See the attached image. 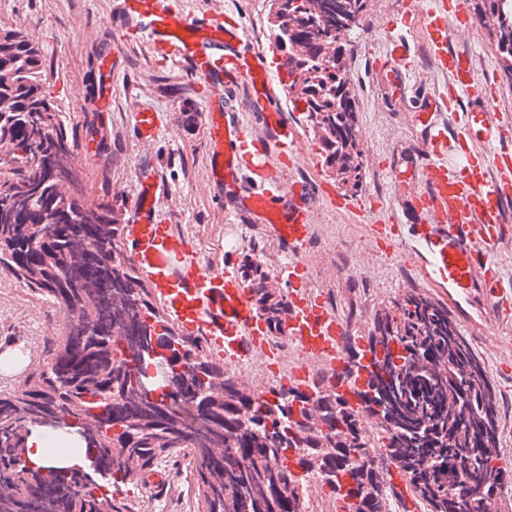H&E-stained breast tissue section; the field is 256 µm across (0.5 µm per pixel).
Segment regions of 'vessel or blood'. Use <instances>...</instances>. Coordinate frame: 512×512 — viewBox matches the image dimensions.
Wrapping results in <instances>:
<instances>
[{"instance_id": "1", "label": "vessel or blood", "mask_w": 512, "mask_h": 512, "mask_svg": "<svg viewBox=\"0 0 512 512\" xmlns=\"http://www.w3.org/2000/svg\"><path fill=\"white\" fill-rule=\"evenodd\" d=\"M437 68L448 76L446 94L426 96L414 120L425 136L418 168L420 189L412 201L424 217L413 225V249L423 278L448 301L472 335L483 334L492 318L512 316V281L504 279L493 254L512 232V115L494 109L487 78L475 73L469 56L450 49L451 28L468 29L462 0H437L425 13ZM113 42L103 59L136 45L152 57L179 62L209 78L205 140L209 163L204 180L224 198L226 213L261 225L289 254L274 271L288 290L282 336L299 352L288 383L313 392L319 381L312 367L321 361L330 371V387L351 404L367 387L365 368L373 355L369 337L358 339L359 362L351 364L343 347L345 324L313 290L311 268L302 252L312 231L315 200L330 199L337 211L364 215L362 200L333 193L325 183L306 185L282 177L303 160L301 133L278 99L263 48L244 41L241 16L214 12L191 16L171 0H115L110 21ZM412 51L396 40L379 73L401 88ZM249 93L243 103L263 127L254 133L226 107L240 84ZM134 136L151 147L172 115L157 112L142 98L130 101ZM455 112V125L434 121L440 110ZM157 171H141L134 216L124 227L129 254L140 278L160 303L168 325L200 339L225 363L250 360L275 365L272 330L252 303L234 254L223 268L211 266L192 238L162 217Z\"/></svg>"}]
</instances>
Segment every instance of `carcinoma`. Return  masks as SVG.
<instances>
[{
	"mask_svg": "<svg viewBox=\"0 0 512 512\" xmlns=\"http://www.w3.org/2000/svg\"><path fill=\"white\" fill-rule=\"evenodd\" d=\"M285 22L270 21L277 49L288 53V96H308L304 121L319 162L355 194L366 155L357 106L338 94L345 66L323 67L326 45L351 18L359 28L366 0H303ZM493 21L503 70L512 78V0H481ZM45 60L0 27V269L65 323L21 384L0 390V512H128L124 488L145 487L161 460L179 454L192 468L197 512H307L314 482L343 497L357 485L363 512H393L394 467L427 512H485L504 468L500 402L483 360L448 314L425 292L406 296L399 317L373 319V351L388 382L369 379L364 409L326 390L313 398L286 385L264 398L227 374L197 339L164 323L150 289L127 254L115 205L88 201L79 144L44 79ZM242 279L254 307L281 329L287 298L270 273L248 262ZM155 346L169 352L168 385L202 408V422L166 406L168 395L140 392ZM85 424L90 458L112 480L105 492L75 470L16 467L26 426L56 416ZM370 416L376 438L365 428ZM296 453L304 468L288 466Z\"/></svg>",
	"mask_w": 512,
	"mask_h": 512,
	"instance_id": "obj_1",
	"label": "carcinoma"
}]
</instances>
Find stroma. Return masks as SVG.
Here are the masks:
<instances>
[{
    "mask_svg": "<svg viewBox=\"0 0 512 512\" xmlns=\"http://www.w3.org/2000/svg\"><path fill=\"white\" fill-rule=\"evenodd\" d=\"M113 0H0V26L19 31L46 58L47 79L59 112L73 128L80 145L81 165L93 175L92 203L117 202L122 223H129L137 187L136 169L151 166L162 174L161 212L194 241L204 258L224 253V227L235 224L240 237L238 256L262 259L263 240L253 226L236 221L224 211V200L201 182L207 162L204 113L206 82L191 75L181 64L165 67L150 59L147 47L127 49L112 59V100L107 108L91 102L87 89L100 68L102 38L108 37L107 22ZM185 13L212 7L243 16L254 41L268 53V64L278 82L286 77L281 58L270 37L267 0H173ZM435 0H368L346 60L357 98L362 147L367 158L360 195L375 207L358 217L339 213L328 201L313 206V221L332 224L336 237H312L304 256L311 265L314 284L323 285V303L352 329L367 336L376 312L396 310L409 290H425L410 252L404 243L400 252L373 258L365 275L352 266L354 255L364 249L368 224L389 218L397 224L421 223L398 178L414 181L420 163L422 133L410 115L422 103L414 84L436 79L445 85L446 76L436 73L429 52L424 14ZM409 25H402L405 16ZM406 40L414 52V63L406 85L394 91L376 70L378 60L393 39ZM457 49L468 52L475 69L489 77L497 89V107L512 113V83L502 73L496 50L494 27L477 21ZM138 92L155 109L175 114V127L163 128L150 150H141L133 137L126 110L129 92ZM63 323V316L47 304L29 297L23 286L0 270V347L44 351L48 338ZM471 346L480 355L494 380L501 404V436L497 453L501 466L512 471V361L503 362L485 350L479 339Z\"/></svg>",
    "mask_w": 512,
    "mask_h": 512,
    "instance_id": "35a3bbf8",
    "label": "stroma"
}]
</instances>
